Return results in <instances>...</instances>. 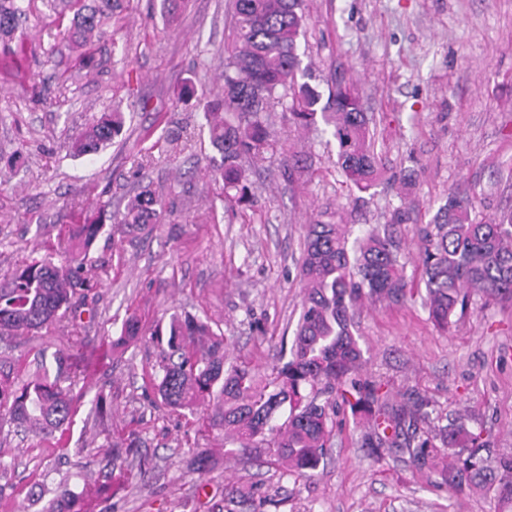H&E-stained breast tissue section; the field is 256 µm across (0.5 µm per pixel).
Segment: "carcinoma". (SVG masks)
I'll use <instances>...</instances> for the list:
<instances>
[{
  "label": "carcinoma",
  "instance_id": "obj_1",
  "mask_svg": "<svg viewBox=\"0 0 512 512\" xmlns=\"http://www.w3.org/2000/svg\"><path fill=\"white\" fill-rule=\"evenodd\" d=\"M113 2L67 0L59 11L56 0H50V8L58 18L72 13L73 41L82 47L112 19ZM29 6L30 0H0L3 50H24L18 24ZM232 14L224 96L204 105L210 142L223 158L225 191L234 192L239 203L246 200L247 178L240 161H260L274 151L266 112L271 103L287 98L297 125L308 127L321 120L332 127L337 165L358 190L369 189L380 160L357 93L336 81L328 112L317 109L314 89L297 82L303 0H232ZM121 128L120 113H104L75 138L73 155L96 153ZM473 209L470 195L452 192L433 222L417 227L425 286L422 304L443 331L452 318L463 315L474 293L512 301V212L477 222ZM165 218V203L144 190L110 216V233L120 238L139 235ZM407 221V213L396 209L383 228L357 236L348 224L306 225L300 263L302 312L287 359L263 375L244 362L227 364V340L208 322L190 313L171 315L167 348L158 368L146 374L145 384L173 409L192 416L212 410L207 427L224 436V448L194 449L198 471L208 468L218 451L227 459L264 447L274 462L306 477L326 456L333 437L331 415L343 404L354 413H367L364 445L376 456L400 448L422 469L438 466L437 449L458 448L456 464L444 469L448 485L487 486L512 503V455L485 458L481 435L455 419L443 425L440 418L430 417L428 400L393 403L382 385L356 377L364 362L355 329L361 309L367 303L399 306L415 293L397 237V229ZM103 227L100 218H84L70 225L63 264L33 259L0 278V341L48 333L66 318L93 311L105 270L89 255ZM139 339V322L132 316L101 355L106 358ZM52 359L54 368L43 360L20 385L8 375L0 376V423L15 424L65 449L83 403L85 378L72 370L62 352H54ZM138 444L133 432L111 442L112 460L126 463ZM41 512H92V507L83 493L70 491L63 502L48 500Z\"/></svg>",
  "mask_w": 512,
  "mask_h": 512
}]
</instances>
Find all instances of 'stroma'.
Instances as JSON below:
<instances>
[{
    "label": "stroma",
    "instance_id": "1",
    "mask_svg": "<svg viewBox=\"0 0 512 512\" xmlns=\"http://www.w3.org/2000/svg\"><path fill=\"white\" fill-rule=\"evenodd\" d=\"M304 8L298 52L311 85L324 93L346 80L375 133L381 176L367 192L351 188L337 167L329 127H297L275 103L274 153L242 162L250 203L225 196L215 173L221 156L184 90L221 94L230 0H183L172 19L161 0H120L86 51L88 68L34 0L23 57L0 52V274L34 257L63 262L59 235L78 211H117L144 187L171 210L140 237L100 234L92 257L106 275L93 313L45 338L15 337L0 351L16 372L45 346L67 350L79 368L83 351L118 335L128 315L151 335L92 368L68 450L32 435L0 438L8 464L0 512H40L21 489L41 483L51 497L65 476L96 499L109 442L132 431L149 470L142 481L116 479L105 512H512L494 491L457 492L441 470L417 471L407 454L370 457L361 446L365 422L347 408L334 417L333 446L311 477L283 474L253 455L217 459L198 474L192 447H223V436L143 387L166 346L153 332L176 312L210 321L235 356L260 370L277 364L301 309L306 224L338 215L361 234L405 210L406 274L417 280L415 228L449 192L473 196L479 220L512 210V0H305ZM52 46L53 67L45 63ZM111 108L124 116L119 136L98 153L73 156V139ZM16 151L27 167L15 174L2 159ZM358 332L362 377L396 401L426 396L433 415L483 430L491 455H512V302L472 297L444 331L420 303L368 305ZM100 397L112 406L104 427L88 420ZM242 485L254 492L244 505L236 502Z\"/></svg>",
    "mask_w": 512,
    "mask_h": 512
}]
</instances>
